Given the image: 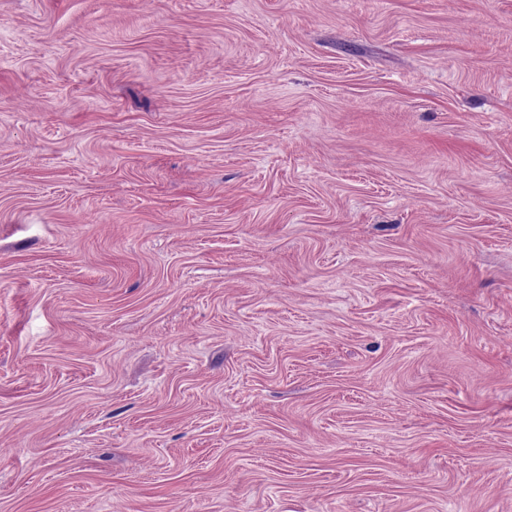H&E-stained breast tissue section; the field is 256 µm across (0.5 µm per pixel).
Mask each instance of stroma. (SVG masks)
Returning <instances> with one entry per match:
<instances>
[{
	"instance_id": "stroma-1",
	"label": "stroma",
	"mask_w": 512,
	"mask_h": 512,
	"mask_svg": "<svg viewBox=\"0 0 512 512\" xmlns=\"http://www.w3.org/2000/svg\"><path fill=\"white\" fill-rule=\"evenodd\" d=\"M0 512H512V0H0Z\"/></svg>"
}]
</instances>
